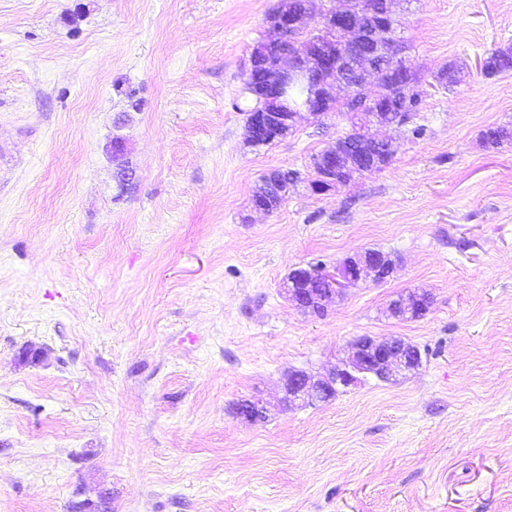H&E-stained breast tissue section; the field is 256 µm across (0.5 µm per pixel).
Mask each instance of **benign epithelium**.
Returning a JSON list of instances; mask_svg holds the SVG:
<instances>
[{"mask_svg": "<svg viewBox=\"0 0 512 512\" xmlns=\"http://www.w3.org/2000/svg\"><path fill=\"white\" fill-rule=\"evenodd\" d=\"M394 0H345L341 9H329L320 15L321 32L315 39L301 40L307 29L308 5L296 12L281 7L267 19L269 39L253 48L249 71H258L262 86V106L250 113L247 140L253 145H268L291 135L302 113L314 118L325 115L327 102H351L355 99L351 75L364 82L370 75L376 79L379 92L363 99L369 111L352 110L359 119L360 140L354 147L328 149L323 152L322 167L314 170L309 186L312 191H328L339 185L336 175L359 165H373L377 158L390 161L392 144L367 132L371 125L390 126L395 122L382 114L379 102L392 90L412 83L413 70L407 65L404 47L399 41L382 60L367 47L370 28L378 26L394 14ZM299 84L311 86V94L300 107H291L288 96ZM297 175L275 169L265 178L267 187L281 203L288 184ZM394 262L384 253L376 256L363 251L344 258L334 270L322 267H300L293 270L283 289L289 301L302 313L314 317L326 314L333 297L359 281L379 283L390 278ZM431 301L425 291H409L387 305L389 316L401 320L415 318L416 312ZM417 348L401 340H378L361 336L354 340L346 359L325 375L294 371L284 383V400L288 406L312 401H328L336 394V385L352 384L356 374L370 373L382 381L393 382L419 366ZM238 415L255 424L267 419V407L254 399L241 407Z\"/></svg>", "mask_w": 512, "mask_h": 512, "instance_id": "1", "label": "benign epithelium"}]
</instances>
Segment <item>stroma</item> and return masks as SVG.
Wrapping results in <instances>:
<instances>
[{"instance_id": "35a3bbf8", "label": "stroma", "mask_w": 512, "mask_h": 512, "mask_svg": "<svg viewBox=\"0 0 512 512\" xmlns=\"http://www.w3.org/2000/svg\"><path fill=\"white\" fill-rule=\"evenodd\" d=\"M279 2L0 0V512H512V145L482 140L512 126V71H482L512 0H399L423 104L383 130L391 163L264 214L265 173L352 128L331 112L247 141ZM365 249L391 278L322 318L288 300L294 269ZM408 289L429 312L387 317ZM360 336L421 363L283 403L289 372Z\"/></svg>"}]
</instances>
